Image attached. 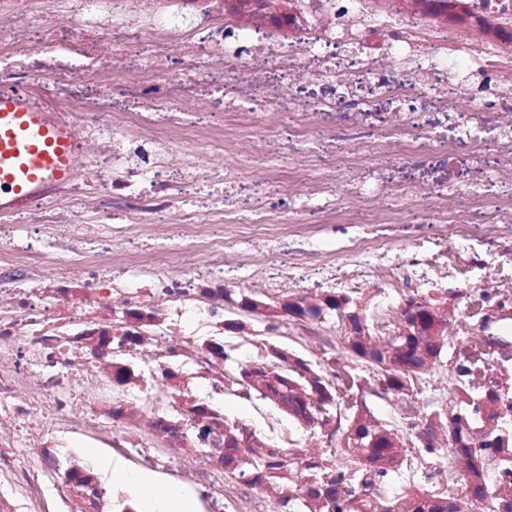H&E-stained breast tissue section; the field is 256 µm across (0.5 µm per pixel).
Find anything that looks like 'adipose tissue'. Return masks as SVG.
<instances>
[{
  "instance_id": "adipose-tissue-1",
  "label": "adipose tissue",
  "mask_w": 512,
  "mask_h": 512,
  "mask_svg": "<svg viewBox=\"0 0 512 512\" xmlns=\"http://www.w3.org/2000/svg\"><path fill=\"white\" fill-rule=\"evenodd\" d=\"M85 454L100 469L111 472L113 483L125 489L132 512H198L196 498L180 485H158L154 473L131 469L95 448L86 449Z\"/></svg>"
}]
</instances>
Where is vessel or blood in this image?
Masks as SVG:
<instances>
[{"instance_id":"1","label":"vessel or blood","mask_w":512,"mask_h":512,"mask_svg":"<svg viewBox=\"0 0 512 512\" xmlns=\"http://www.w3.org/2000/svg\"><path fill=\"white\" fill-rule=\"evenodd\" d=\"M78 151L59 116L20 94L0 91V214L69 182Z\"/></svg>"}]
</instances>
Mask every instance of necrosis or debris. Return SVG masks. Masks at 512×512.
Returning <instances> with one entry per match:
<instances>
[{"mask_svg":"<svg viewBox=\"0 0 512 512\" xmlns=\"http://www.w3.org/2000/svg\"><path fill=\"white\" fill-rule=\"evenodd\" d=\"M0 87L82 145L0 230V512H115L76 434L202 512H512V0H0ZM224 404L232 405L236 411V415L242 418L240 420L259 428H267L269 422H279L281 427L288 428V420L279 412L269 407H258L253 404L243 403L228 392L224 394Z\"/></svg>","mask_w":512,"mask_h":512,"instance_id":"1","label":"necrosis or debris"}]
</instances>
